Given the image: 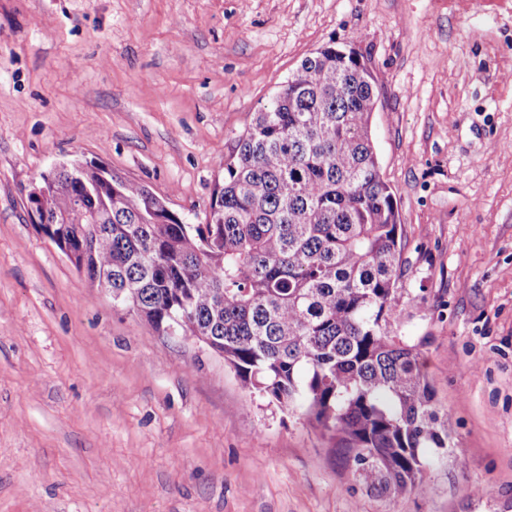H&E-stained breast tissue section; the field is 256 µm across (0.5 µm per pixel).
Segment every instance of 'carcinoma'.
Here are the masks:
<instances>
[{
	"mask_svg": "<svg viewBox=\"0 0 512 512\" xmlns=\"http://www.w3.org/2000/svg\"><path fill=\"white\" fill-rule=\"evenodd\" d=\"M377 88L349 50L302 60L224 158L203 224L95 165L51 174L31 203L91 287L112 279L113 304L302 410L370 492L423 495L448 413L396 334L403 230L370 135Z\"/></svg>",
	"mask_w": 512,
	"mask_h": 512,
	"instance_id": "carcinoma-1",
	"label": "carcinoma"
}]
</instances>
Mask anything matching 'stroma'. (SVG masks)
Masks as SVG:
<instances>
[{
  "label": "stroma",
  "instance_id": "1",
  "mask_svg": "<svg viewBox=\"0 0 512 512\" xmlns=\"http://www.w3.org/2000/svg\"><path fill=\"white\" fill-rule=\"evenodd\" d=\"M326 46L379 80L397 332L420 347L453 446L424 496L367 492L335 440L113 305L26 211L52 166L98 161L204 223L220 160ZM510 504L512 0H0V512Z\"/></svg>",
  "mask_w": 512,
  "mask_h": 512
}]
</instances>
